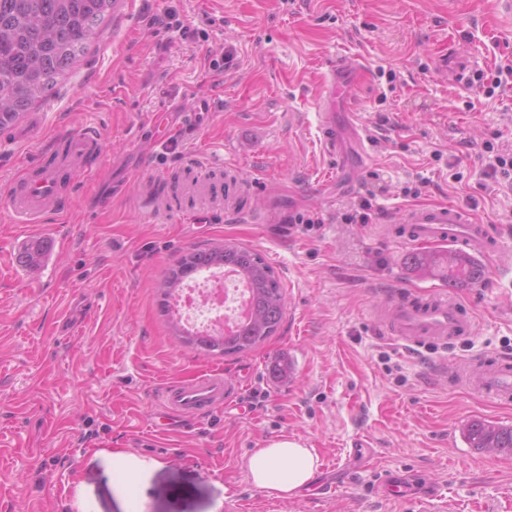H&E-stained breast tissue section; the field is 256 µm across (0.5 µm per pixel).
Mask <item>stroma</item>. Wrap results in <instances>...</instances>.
Returning a JSON list of instances; mask_svg holds the SVG:
<instances>
[{
  "mask_svg": "<svg viewBox=\"0 0 512 512\" xmlns=\"http://www.w3.org/2000/svg\"><path fill=\"white\" fill-rule=\"evenodd\" d=\"M54 92L0 131V512H512V455L470 448L474 419L512 426V401L449 380L451 365L512 353V189L488 188L484 142L512 149V88L450 83L451 57L492 73L512 59L497 0H116ZM215 17L205 36L181 25ZM180 27L149 26L150 18ZM230 55L224 71L212 60ZM358 57L349 109L373 136L360 171L331 173L316 112L329 64ZM210 104L198 123L180 109ZM99 128V178L45 224L8 208L15 168L57 136ZM369 198L375 216L344 214ZM452 203L502 241L484 279L450 289L475 323L414 350L370 312L396 292L446 286L408 265L405 205ZM70 238L26 283L14 238ZM246 245L278 275L279 332L239 356L184 347L160 307L180 257ZM228 376L245 411L153 432L162 388ZM314 450L316 482L282 497L245 460L273 438ZM403 483V500L382 493Z\"/></svg>",
  "mask_w": 512,
  "mask_h": 512,
  "instance_id": "1",
  "label": "stroma"
}]
</instances>
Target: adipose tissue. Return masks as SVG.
I'll use <instances>...</instances> for the list:
<instances>
[{"instance_id": "ef3b65f1", "label": "adipose tissue", "mask_w": 512, "mask_h": 512, "mask_svg": "<svg viewBox=\"0 0 512 512\" xmlns=\"http://www.w3.org/2000/svg\"><path fill=\"white\" fill-rule=\"evenodd\" d=\"M246 468L257 488L291 496L313 482L317 458L312 449L298 441L280 438L257 449L248 459Z\"/></svg>"}]
</instances>
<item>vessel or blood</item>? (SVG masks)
Returning <instances> with one entry per match:
<instances>
[{
    "instance_id": "obj_1",
    "label": "vessel or blood",
    "mask_w": 512,
    "mask_h": 512,
    "mask_svg": "<svg viewBox=\"0 0 512 512\" xmlns=\"http://www.w3.org/2000/svg\"><path fill=\"white\" fill-rule=\"evenodd\" d=\"M351 68V62L345 59L332 62L319 95L318 132L320 144L332 161H341L350 149L356 152L358 163L363 164L367 161L364 127L352 118L348 121V132L344 133L336 123V105L347 97ZM100 151L97 130L86 126L67 136L62 152L46 148L22 166L12 178L9 193L15 223H41L48 212L60 206L59 158H67L73 173L89 177L98 172L89 158ZM399 221L404 225L403 244L407 247L458 243L470 254L483 256L500 248L489 225L476 222L467 211L451 204L405 207ZM375 316L383 334L414 349L452 344L472 331L469 316L445 294L421 301L398 292L376 308ZM479 365L481 390L501 401L512 400V356L483 359ZM230 395L223 372L212 371L164 387L158 406L164 413L186 416L223 408Z\"/></svg>"
}]
</instances>
